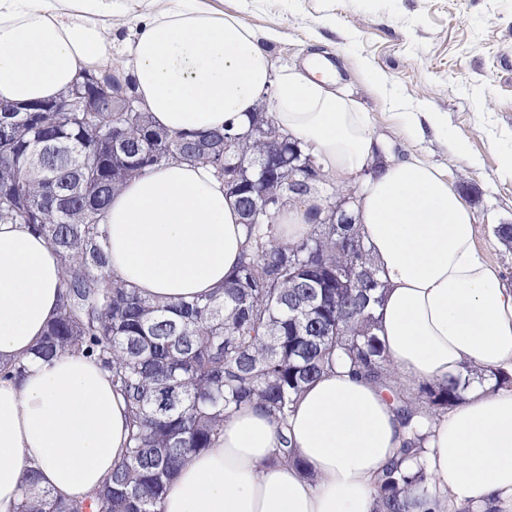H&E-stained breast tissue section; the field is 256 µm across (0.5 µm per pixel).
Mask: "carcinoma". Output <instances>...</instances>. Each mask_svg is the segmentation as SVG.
<instances>
[{"label": "carcinoma", "instance_id": "1", "mask_svg": "<svg viewBox=\"0 0 512 512\" xmlns=\"http://www.w3.org/2000/svg\"><path fill=\"white\" fill-rule=\"evenodd\" d=\"M0 112V220L27 225L47 240L62 265L57 314L35 356L83 351L111 372L129 410L121 462L92 500L65 501L37 486L30 473L18 512H161L167 482L184 458L211 446L224 416L257 406L276 425L272 460L298 462L284 434L305 387L334 365L387 390L409 430L374 482V512H407L411 495L427 493L414 418L445 412L460 399L450 378L421 386L414 397L394 380L386 349L374 333L385 285L376 274L357 224L309 213L311 231L281 241L276 216L294 200L317 193L324 174L313 157L299 169L282 166L258 184L265 220L246 224L245 251L233 276L212 295L189 301L146 298L108 271L100 222L112 194L127 180L172 161L202 163L224 176V165L262 168L271 140L288 154L290 140L263 118L235 135L170 133L147 112ZM371 272L365 279L362 270Z\"/></svg>", "mask_w": 512, "mask_h": 512}]
</instances>
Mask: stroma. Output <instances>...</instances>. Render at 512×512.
Instances as JSON below:
<instances>
[{
    "mask_svg": "<svg viewBox=\"0 0 512 512\" xmlns=\"http://www.w3.org/2000/svg\"><path fill=\"white\" fill-rule=\"evenodd\" d=\"M222 7L264 37L274 70L315 52L327 58L386 155L422 157L454 181L474 213L478 248L512 283V247L497 234L512 224V175L500 162L512 148V0H223ZM271 30L277 39H267ZM364 62L394 83L408 111L447 113L449 131L469 142V159L430 132L401 137L364 81Z\"/></svg>",
    "mask_w": 512,
    "mask_h": 512,
    "instance_id": "35a3bbf8",
    "label": "stroma"
}]
</instances>
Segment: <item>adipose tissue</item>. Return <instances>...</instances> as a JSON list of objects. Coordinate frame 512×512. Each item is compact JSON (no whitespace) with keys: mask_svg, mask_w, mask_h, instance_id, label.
Masks as SVG:
<instances>
[{"mask_svg":"<svg viewBox=\"0 0 512 512\" xmlns=\"http://www.w3.org/2000/svg\"><path fill=\"white\" fill-rule=\"evenodd\" d=\"M137 7L123 57L112 18ZM85 72L131 79L169 131L246 129L264 100L290 140L338 182L368 172L351 210L385 284L377 334L400 386L411 390L474 370L480 381L446 413L420 417L429 495L411 512H512V287L479 251L474 215L424 159L382 160L369 116L312 63L274 72L258 35L205 0H0V102L59 98ZM411 135L442 133L437 112H408L388 79L364 68ZM102 229L114 276L150 297L211 293L242 259L245 232L210 168L172 162L112 197ZM61 294L58 256L27 225L0 224V512H16L28 469L59 497L99 490L122 459L127 407L93 357L32 351ZM315 473L273 460L276 426L254 407L224 421L210 448L168 481L162 512H374L376 474L405 431L385 392L338 366L298 399L286 430Z\"/></svg>","mask_w":512,"mask_h":512,"instance_id":"ef3b65f1","label":"adipose tissue"}]
</instances>
